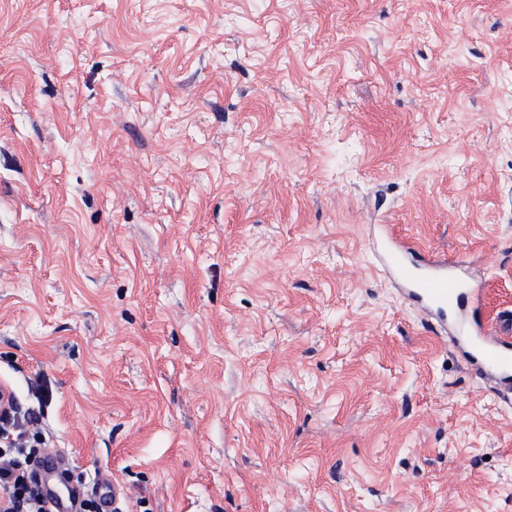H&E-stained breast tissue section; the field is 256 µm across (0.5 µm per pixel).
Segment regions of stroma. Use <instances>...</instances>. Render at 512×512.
<instances>
[{
	"instance_id": "obj_1",
	"label": "stroma",
	"mask_w": 512,
	"mask_h": 512,
	"mask_svg": "<svg viewBox=\"0 0 512 512\" xmlns=\"http://www.w3.org/2000/svg\"><path fill=\"white\" fill-rule=\"evenodd\" d=\"M512 311V0H0V389L130 512H512V402L377 225Z\"/></svg>"
}]
</instances>
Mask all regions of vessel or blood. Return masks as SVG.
Segmentation results:
<instances>
[{"instance_id":"vessel-or-blood-1","label":"vessel or blood","mask_w":512,"mask_h":512,"mask_svg":"<svg viewBox=\"0 0 512 512\" xmlns=\"http://www.w3.org/2000/svg\"><path fill=\"white\" fill-rule=\"evenodd\" d=\"M383 236L381 260L407 299L419 307L426 328L436 335L450 328L453 341L466 350L471 372L498 379L499 396L511 399L512 313L499 326L490 325L483 314L482 292L462 276V262L415 249L389 230Z\"/></svg>"}]
</instances>
